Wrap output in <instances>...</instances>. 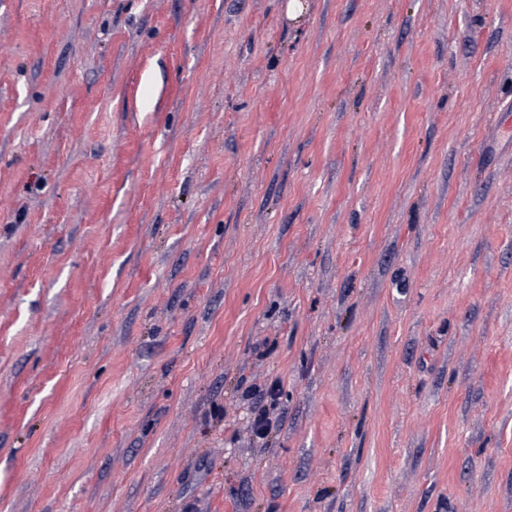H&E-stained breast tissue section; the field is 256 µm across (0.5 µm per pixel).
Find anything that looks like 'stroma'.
Masks as SVG:
<instances>
[{"label": "stroma", "instance_id": "obj_1", "mask_svg": "<svg viewBox=\"0 0 512 512\" xmlns=\"http://www.w3.org/2000/svg\"><path fill=\"white\" fill-rule=\"evenodd\" d=\"M0 512H512V0H0ZM263 395L267 398L268 408H263L251 423L253 435L261 438L266 436L280 421L279 416H275L274 412H270V409L275 410L279 404V383L277 381L272 382L265 389Z\"/></svg>", "mask_w": 512, "mask_h": 512}]
</instances>
